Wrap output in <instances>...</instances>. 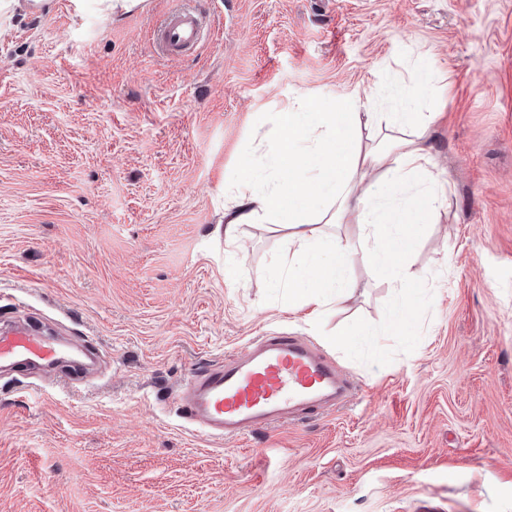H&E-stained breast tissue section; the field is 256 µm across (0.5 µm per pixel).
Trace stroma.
Listing matches in <instances>:
<instances>
[{
    "mask_svg": "<svg viewBox=\"0 0 512 512\" xmlns=\"http://www.w3.org/2000/svg\"><path fill=\"white\" fill-rule=\"evenodd\" d=\"M68 4L0 30V323L99 360L0 370V512H512V0H192L210 30L172 57L151 30L174 0L106 22ZM417 75L445 186L412 257L413 333L388 335L399 298L358 261L327 320L357 332L341 347L289 311L286 237L243 224L225 243L224 202L270 178L298 95ZM273 332L353 395L194 433L180 382Z\"/></svg>",
    "mask_w": 512,
    "mask_h": 512,
    "instance_id": "1",
    "label": "stroma"
}]
</instances>
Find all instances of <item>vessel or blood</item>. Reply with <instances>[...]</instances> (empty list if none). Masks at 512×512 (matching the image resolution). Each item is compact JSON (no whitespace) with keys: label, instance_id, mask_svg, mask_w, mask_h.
<instances>
[{"label":"vessel or blood","instance_id":"1","mask_svg":"<svg viewBox=\"0 0 512 512\" xmlns=\"http://www.w3.org/2000/svg\"><path fill=\"white\" fill-rule=\"evenodd\" d=\"M204 21L193 9L174 8L160 24L157 52L178 55L202 41ZM57 339L14 322L0 326V364L52 363ZM354 386L335 363L296 337L264 336L223 363L194 370L176 389L186 418L210 437L233 438L249 430L307 420L334 406Z\"/></svg>","mask_w":512,"mask_h":512}]
</instances>
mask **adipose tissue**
Listing matches in <instances>:
<instances>
[{
	"instance_id": "1",
	"label": "adipose tissue",
	"mask_w": 512,
	"mask_h": 512,
	"mask_svg": "<svg viewBox=\"0 0 512 512\" xmlns=\"http://www.w3.org/2000/svg\"><path fill=\"white\" fill-rule=\"evenodd\" d=\"M326 95L301 94L280 112L274 129L280 151L271 166L276 183L249 176L224 210V240L243 224L286 231L292 251L277 280L288 309L318 324L350 297L355 260L375 266L401 295L394 334L409 335L407 294L421 274L402 263L417 246L414 226L425 210L392 206L388 195L408 185L428 198L439 175L421 141L426 127L410 107L379 112L373 99L351 96L327 107ZM345 224L356 233L342 232Z\"/></svg>"
}]
</instances>
